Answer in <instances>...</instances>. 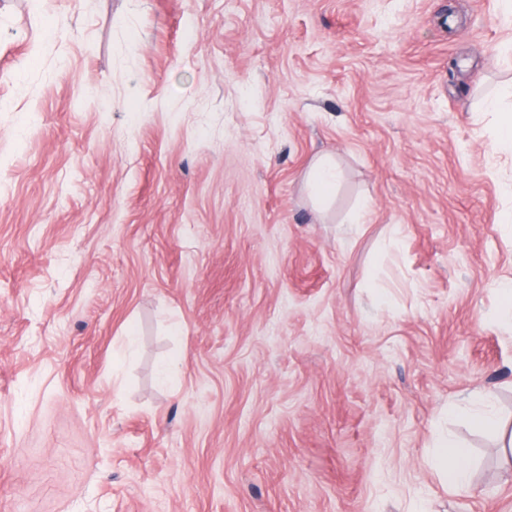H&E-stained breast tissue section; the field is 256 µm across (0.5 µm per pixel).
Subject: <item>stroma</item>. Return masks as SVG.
<instances>
[{"label": "stroma", "mask_w": 512, "mask_h": 512, "mask_svg": "<svg viewBox=\"0 0 512 512\" xmlns=\"http://www.w3.org/2000/svg\"><path fill=\"white\" fill-rule=\"evenodd\" d=\"M503 11L0 0V512H512ZM339 180L340 173L336 164L327 157L317 158L311 167L308 179L311 196L320 204L331 202ZM459 411L471 420L474 426L480 430L495 431L499 427V421L496 414L488 409L481 411L474 410L471 399L464 401L459 406ZM469 457V448L454 437L447 436L437 448L434 466L449 487L462 489L471 480Z\"/></svg>", "instance_id": "1"}]
</instances>
